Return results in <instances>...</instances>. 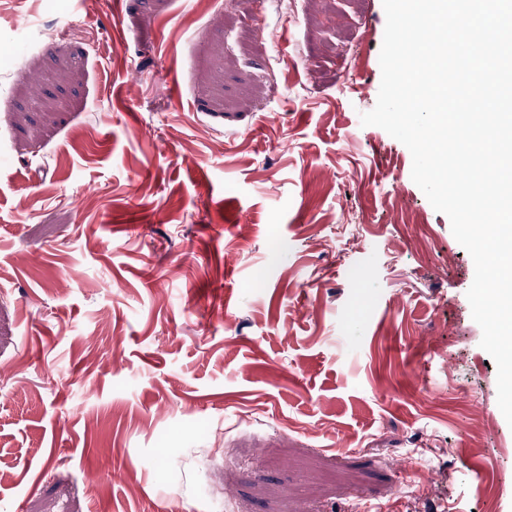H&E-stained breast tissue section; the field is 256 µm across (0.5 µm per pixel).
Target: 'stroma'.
<instances>
[{"label":"stroma","instance_id":"35a3bbf8","mask_svg":"<svg viewBox=\"0 0 512 512\" xmlns=\"http://www.w3.org/2000/svg\"><path fill=\"white\" fill-rule=\"evenodd\" d=\"M257 13L0 0V512H512L383 0Z\"/></svg>","mask_w":512,"mask_h":512}]
</instances>
